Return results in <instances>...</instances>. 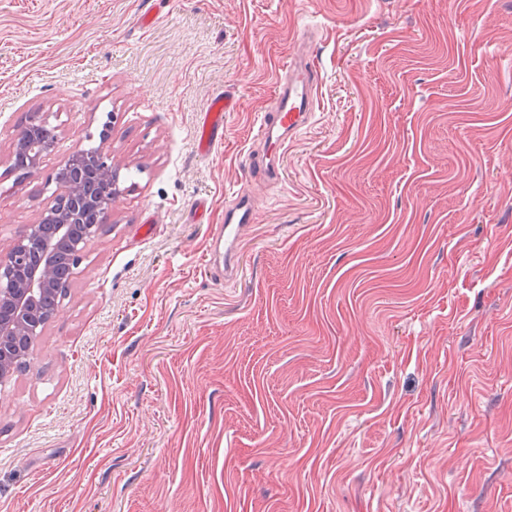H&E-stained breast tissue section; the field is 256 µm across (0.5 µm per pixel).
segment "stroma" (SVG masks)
<instances>
[{
    "mask_svg": "<svg viewBox=\"0 0 512 512\" xmlns=\"http://www.w3.org/2000/svg\"><path fill=\"white\" fill-rule=\"evenodd\" d=\"M307 26L270 191L246 160ZM33 113L58 144L24 175ZM106 121L120 193L0 385V512H512V0H0V256ZM236 102L224 96V93L214 95L204 112L199 115L196 126V140L198 151L209 154L216 146L222 143L224 137V116L226 112L235 109ZM259 205L252 194L238 191L224 205V224H215L210 236L224 243V267L218 269L212 259L206 261L207 272L212 277H224L225 282L233 281L239 272L238 249L243 231L255 223Z\"/></svg>",
    "mask_w": 512,
    "mask_h": 512,
    "instance_id": "35a3bbf8",
    "label": "stroma"
}]
</instances>
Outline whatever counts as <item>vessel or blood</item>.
Instances as JSON below:
<instances>
[{
  "instance_id": "obj_1",
  "label": "vessel or blood",
  "mask_w": 512,
  "mask_h": 512,
  "mask_svg": "<svg viewBox=\"0 0 512 512\" xmlns=\"http://www.w3.org/2000/svg\"><path fill=\"white\" fill-rule=\"evenodd\" d=\"M317 102V69L314 61L294 53L280 69L273 97L262 113L254 148L249 154L248 177L266 185L278 182L279 164L288 139L306 124ZM235 101L224 94L214 95L196 126L197 148L209 154L224 137V116L233 111ZM259 205L254 196L237 192L224 205L223 223L211 233L224 243V264L208 263L211 276L234 280L239 272L238 249L244 230L254 224Z\"/></svg>"
}]
</instances>
